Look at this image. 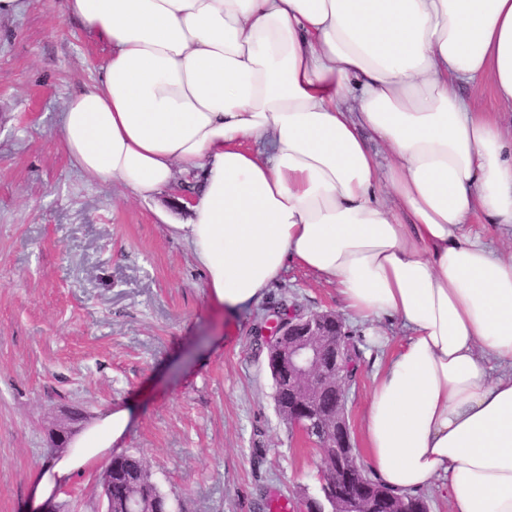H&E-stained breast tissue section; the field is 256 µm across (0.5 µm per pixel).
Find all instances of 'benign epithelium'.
<instances>
[{"instance_id": "1", "label": "benign epithelium", "mask_w": 512, "mask_h": 512, "mask_svg": "<svg viewBox=\"0 0 512 512\" xmlns=\"http://www.w3.org/2000/svg\"><path fill=\"white\" fill-rule=\"evenodd\" d=\"M331 314L296 312L276 315L257 327L266 337L271 371L278 388L292 396L295 407L288 410V421L299 433L314 437L323 430V415L315 402L324 392H346L348 364L343 343L335 340L326 326L335 321ZM336 440L330 442L335 464L324 474V482L333 494L330 500L336 512H368L363 492L366 478L351 468L353 446L345 404H340L332 417Z\"/></svg>"}]
</instances>
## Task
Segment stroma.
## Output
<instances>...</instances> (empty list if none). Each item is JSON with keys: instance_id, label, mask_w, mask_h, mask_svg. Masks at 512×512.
I'll use <instances>...</instances> for the list:
<instances>
[{"instance_id": "obj_1", "label": "stroma", "mask_w": 512, "mask_h": 512, "mask_svg": "<svg viewBox=\"0 0 512 512\" xmlns=\"http://www.w3.org/2000/svg\"><path fill=\"white\" fill-rule=\"evenodd\" d=\"M63 3L23 0L0 15V512H36L32 478L52 430L78 431L109 407L130 409L118 450L144 459L176 512L316 497L321 457L277 410L257 325L284 302L363 335L346 398L357 449L375 370L402 330L381 324L390 344L373 346L335 288L296 265L238 314L214 305L170 229L190 218L182 179L142 201L88 180L65 151L64 103L109 48ZM101 474L75 477L55 512H99Z\"/></svg>"}]
</instances>
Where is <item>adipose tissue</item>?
<instances>
[{"instance_id":"obj_1","label":"adipose tissue","mask_w":512,"mask_h":512,"mask_svg":"<svg viewBox=\"0 0 512 512\" xmlns=\"http://www.w3.org/2000/svg\"><path fill=\"white\" fill-rule=\"evenodd\" d=\"M106 43L61 114L85 177L144 200L197 178L177 225L211 299L235 312L288 262L404 342L364 419L372 479L433 483L450 512H512V0H65ZM390 152L381 162L369 139ZM130 423L105 409L34 475L45 503L108 462ZM465 93L474 97V102L484 112H508L495 98L493 91L488 86L471 90L465 89Z\"/></svg>"}]
</instances>
